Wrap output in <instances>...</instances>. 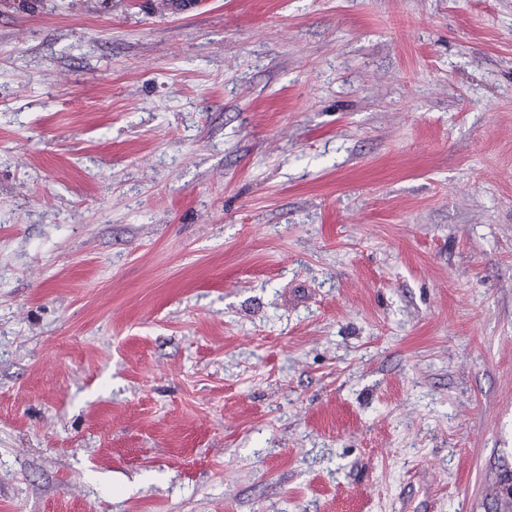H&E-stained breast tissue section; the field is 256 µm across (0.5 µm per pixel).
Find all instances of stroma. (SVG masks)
I'll return each instance as SVG.
<instances>
[{"label": "stroma", "instance_id": "1", "mask_svg": "<svg viewBox=\"0 0 512 512\" xmlns=\"http://www.w3.org/2000/svg\"><path fill=\"white\" fill-rule=\"evenodd\" d=\"M0 512H512V0H0Z\"/></svg>", "mask_w": 512, "mask_h": 512}]
</instances>
